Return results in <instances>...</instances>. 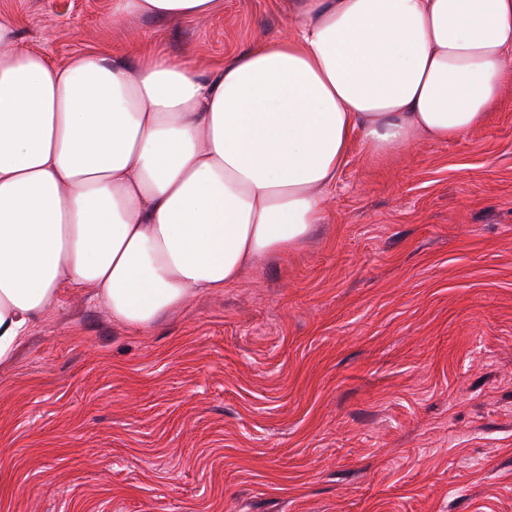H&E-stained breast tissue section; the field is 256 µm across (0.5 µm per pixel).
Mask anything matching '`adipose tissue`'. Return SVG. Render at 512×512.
<instances>
[{
  "label": "adipose tissue",
  "mask_w": 512,
  "mask_h": 512,
  "mask_svg": "<svg viewBox=\"0 0 512 512\" xmlns=\"http://www.w3.org/2000/svg\"><path fill=\"white\" fill-rule=\"evenodd\" d=\"M222 0H113L182 21ZM292 33L211 78L152 51L57 66L0 21V363L62 292L133 330L300 247L353 137L375 156L482 125L512 0H288Z\"/></svg>",
  "instance_id": "adipose-tissue-1"
}]
</instances>
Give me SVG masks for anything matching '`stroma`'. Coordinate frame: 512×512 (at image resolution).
Instances as JSON below:
<instances>
[{"label": "stroma", "mask_w": 512, "mask_h": 512, "mask_svg": "<svg viewBox=\"0 0 512 512\" xmlns=\"http://www.w3.org/2000/svg\"><path fill=\"white\" fill-rule=\"evenodd\" d=\"M0 19L58 65L150 48L206 77L293 29L288 0ZM0 512H512V82L455 139L354 142L298 250L149 328L63 293L0 366ZM222 0H113L112 14L116 17L143 15L162 21H182L211 14Z\"/></svg>", "instance_id": "stroma-1"}]
</instances>
